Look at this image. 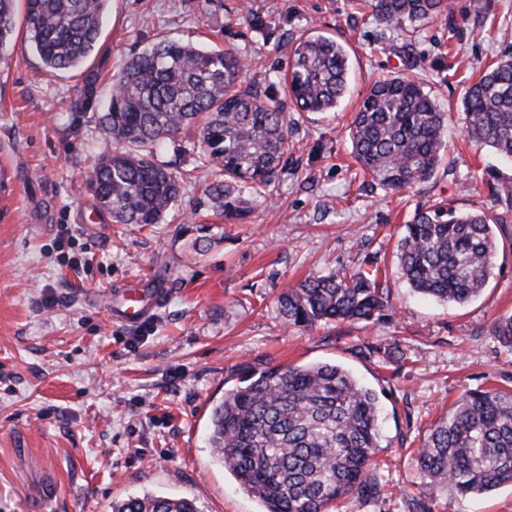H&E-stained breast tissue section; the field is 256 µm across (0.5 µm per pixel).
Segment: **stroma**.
<instances>
[{"label":"stroma","instance_id":"35a3bbf8","mask_svg":"<svg viewBox=\"0 0 512 512\" xmlns=\"http://www.w3.org/2000/svg\"><path fill=\"white\" fill-rule=\"evenodd\" d=\"M310 32L345 47L349 91L333 112L291 113L295 148L267 199L239 218L216 212L193 128L158 151L186 174L163 223L116 224L99 209L88 174L113 143L98 116L127 58L163 38L233 47L254 81L284 70L286 43ZM101 41L84 67L57 73L24 28L0 47V512H112L147 493L264 512L215 461L210 411L244 368L316 362L374 389L382 419L378 495L331 512H512L511 486L467 499L419 487L413 455L464 389H512V349L491 334L512 314V223L495 225V268L464 305L415 292L396 259L420 208L504 209L488 186L512 180V162L468 141L462 98L512 53V0H452L415 31L380 26L364 0H112ZM398 74L419 77L448 122L434 176L390 192L359 169L348 126L371 85ZM342 268L378 273L389 306L284 323L283 288ZM134 297L145 311L129 320Z\"/></svg>","mask_w":512,"mask_h":512}]
</instances>
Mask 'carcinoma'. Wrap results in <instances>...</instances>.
I'll return each mask as SVG.
<instances>
[{"mask_svg": "<svg viewBox=\"0 0 512 512\" xmlns=\"http://www.w3.org/2000/svg\"><path fill=\"white\" fill-rule=\"evenodd\" d=\"M16 0H0V45L15 32ZM112 0H25L30 42L46 71L77 68L95 50ZM383 25L417 27L448 11L447 0H368ZM288 70L266 79L284 86L283 102L259 84L243 85L240 54L161 39L125 61L99 126L121 151L100 154L89 188L118 224H160L178 200L182 173L154 147L192 127L198 157L214 179L207 193L229 218L269 193L288 163L295 112H333L348 89V57L335 39L306 34L288 44ZM470 141L512 160V55L465 91ZM447 115L410 76L376 82L349 125L352 154L386 190L429 180L444 150ZM505 211H458L443 201L418 210L397 243L402 277L420 294L463 305L494 269L495 224ZM282 318L295 327L369 319L388 304L376 278L338 270L281 292ZM512 348V315L492 324ZM375 391L341 365L319 362L245 368L209 419L218 460L265 512H330L338 499L377 493L368 470L380 448ZM419 486H451L463 499L512 485V391L468 389L416 450ZM112 512H198L183 497L147 494Z\"/></svg>", "mask_w": 512, "mask_h": 512, "instance_id": "obj_1", "label": "carcinoma"}]
</instances>
